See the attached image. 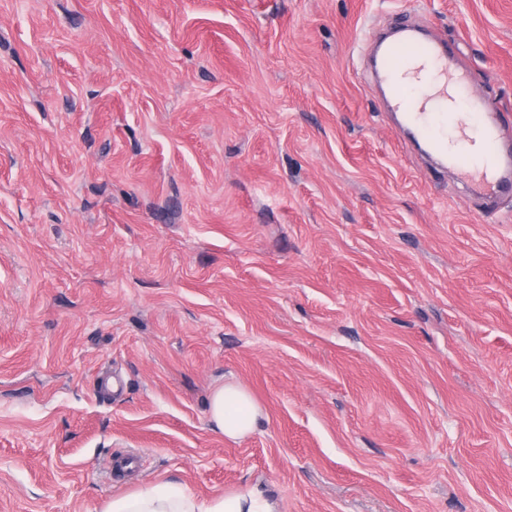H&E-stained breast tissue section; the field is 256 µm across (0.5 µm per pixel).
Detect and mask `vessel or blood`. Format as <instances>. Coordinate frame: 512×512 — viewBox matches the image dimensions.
Listing matches in <instances>:
<instances>
[{"mask_svg": "<svg viewBox=\"0 0 512 512\" xmlns=\"http://www.w3.org/2000/svg\"><path fill=\"white\" fill-rule=\"evenodd\" d=\"M374 75L388 88L391 111L402 114L414 137L427 140L472 196L491 203L512 186L507 129L445 43L403 25L396 40L379 42Z\"/></svg>", "mask_w": 512, "mask_h": 512, "instance_id": "vessel-or-blood-1", "label": "vessel or blood"}]
</instances>
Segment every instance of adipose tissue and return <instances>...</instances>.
<instances>
[{
    "label": "adipose tissue",
    "instance_id": "adipose-tissue-1",
    "mask_svg": "<svg viewBox=\"0 0 512 512\" xmlns=\"http://www.w3.org/2000/svg\"><path fill=\"white\" fill-rule=\"evenodd\" d=\"M262 416L261 406L240 385L224 383L213 389L209 420L224 437L244 438L257 429ZM102 512H275V506L256 493L200 500L180 486L160 483L113 497Z\"/></svg>",
    "mask_w": 512,
    "mask_h": 512
}]
</instances>
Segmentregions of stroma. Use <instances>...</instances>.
<instances>
[{
  "label": "stroma",
  "instance_id": "1",
  "mask_svg": "<svg viewBox=\"0 0 512 512\" xmlns=\"http://www.w3.org/2000/svg\"><path fill=\"white\" fill-rule=\"evenodd\" d=\"M406 19L512 125V0H0V512H512V196L386 110ZM263 411L251 394L234 383L216 386L210 396L209 420L213 430L231 440L254 432ZM102 512H276L259 494L248 493L198 500L183 488L160 483L135 493L112 497Z\"/></svg>",
  "mask_w": 512,
  "mask_h": 512
}]
</instances>
